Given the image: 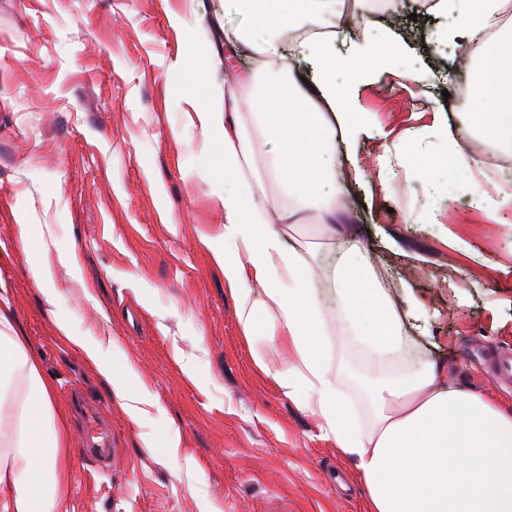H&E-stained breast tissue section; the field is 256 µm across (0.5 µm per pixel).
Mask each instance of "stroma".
Returning <instances> with one entry per match:
<instances>
[{"mask_svg": "<svg viewBox=\"0 0 512 512\" xmlns=\"http://www.w3.org/2000/svg\"><path fill=\"white\" fill-rule=\"evenodd\" d=\"M242 22L225 15L224 0H0V295L58 398L76 383L101 402L117 450L104 473L71 444L59 471L66 512H367L354 464L276 381L287 347L244 336L214 256L224 208L196 113L256 71L245 50L224 61V26ZM441 23L418 12L406 23L412 58L359 90L356 107L373 119L353 148L360 177L326 189L340 235L320 238L310 215L288 226L285 242L317 270L359 243L394 303L416 301L394 375L439 362L458 384L512 406V381L491 377L483 357H512V212L495 223L469 202L507 175L482 165L473 131L443 100L456 89L441 77L457 71L458 52L417 38ZM413 135L434 154L460 143L476 164L449 166L434 193L412 167L383 181L379 156ZM427 205L430 224L419 219ZM23 224L56 244L54 306L32 278L28 260L41 252H25ZM60 320L74 335L112 338L159 410L132 419L60 335ZM327 343L344 396L368 423V362L337 332Z\"/></svg>", "mask_w": 512, "mask_h": 512, "instance_id": "1", "label": "stroma"}]
</instances>
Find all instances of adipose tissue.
Masks as SVG:
<instances>
[{
  "label": "adipose tissue",
  "mask_w": 512,
  "mask_h": 512,
  "mask_svg": "<svg viewBox=\"0 0 512 512\" xmlns=\"http://www.w3.org/2000/svg\"><path fill=\"white\" fill-rule=\"evenodd\" d=\"M364 2L352 5L364 27L376 28L375 36L343 51L332 32L301 45L298 54L311 67L313 90L307 93L275 33L292 20L338 18L343 0H224L227 12L247 20L225 25L224 53L231 57L246 48L259 59L260 130L277 150L264 173H257L236 86H225L219 111L198 113L216 148L213 187L224 205V249L216 259L237 298L244 334L282 337L295 353L277 383L289 397L305 401L320 419L322 438L354 462L367 488L368 512H512V408L447 381L436 362L412 378H390L388 369L406 342L404 318L354 244L340 253L332 277L336 328L370 365L364 384L374 414L369 426H361L329 362L314 273L284 243V225L300 212L317 213L320 234L335 236L336 213L322 187L336 180V143L354 145L368 126V117L355 108L360 85L402 58L397 32L375 26ZM503 2L436 0L433 6L451 21L439 39L480 61L472 86L480 104L474 120L495 142L512 141V32L477 46L472 39L497 26ZM267 177L283 188L286 205L257 204ZM255 284L267 298L261 312L250 301ZM57 327L111 382L133 417L154 406L119 368L116 342L71 335L62 321ZM66 446L65 414L26 350L9 299L0 296V512H60L58 466Z\"/></svg>",
  "instance_id": "obj_1"
}]
</instances>
